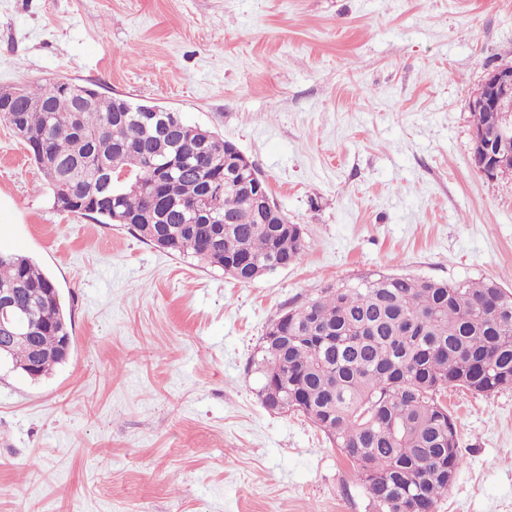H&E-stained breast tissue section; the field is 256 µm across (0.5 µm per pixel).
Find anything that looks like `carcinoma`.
<instances>
[{
  "instance_id": "cac0c4a2",
  "label": "carcinoma",
  "mask_w": 512,
  "mask_h": 512,
  "mask_svg": "<svg viewBox=\"0 0 512 512\" xmlns=\"http://www.w3.org/2000/svg\"><path fill=\"white\" fill-rule=\"evenodd\" d=\"M25 98L0 121L24 137L31 159L52 188L62 211L83 206L103 192L109 205L96 210L101 224L113 213L141 217L130 229L163 249L227 270L237 257L272 272L302 257L305 242L290 224H260L246 197L224 182L228 141L213 135L205 151L192 147L193 126L178 112L151 120L140 105L100 97L78 111L87 87L53 78L24 87ZM46 100L45 108L33 101ZM474 127L506 129L500 115L473 111ZM130 175L133 191L113 180ZM215 193L207 214L182 207ZM240 223H224V215ZM224 229L223 249L211 246ZM55 283L32 258L0 252V290L19 288L30 304L40 376L67 361L72 334ZM260 394L307 416L336 448H353L350 459L372 512H397L408 497L438 502L448 493L438 471H460L457 425L442 397L450 391L489 395L512 388V291L499 282L436 280L373 274L327 288L304 304L280 311L262 337ZM7 361L23 371L32 361L18 345Z\"/></svg>"
}]
</instances>
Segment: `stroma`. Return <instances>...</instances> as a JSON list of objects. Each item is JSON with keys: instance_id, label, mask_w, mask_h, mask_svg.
<instances>
[{"instance_id": "1", "label": "stroma", "mask_w": 512, "mask_h": 512, "mask_svg": "<svg viewBox=\"0 0 512 512\" xmlns=\"http://www.w3.org/2000/svg\"><path fill=\"white\" fill-rule=\"evenodd\" d=\"M512 64V0H0V87L54 77L234 142L301 261L241 284L58 210L0 123V251L54 279L74 339L0 365V512H370L340 449L264 407L280 309L373 273L512 289V174L471 163L469 100ZM463 467L437 512H512V389L450 392Z\"/></svg>"}]
</instances>
